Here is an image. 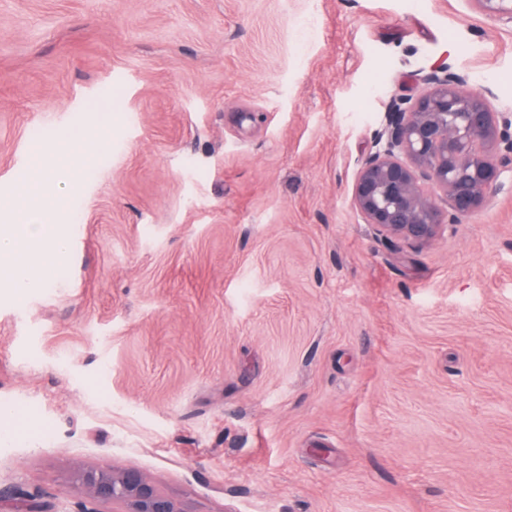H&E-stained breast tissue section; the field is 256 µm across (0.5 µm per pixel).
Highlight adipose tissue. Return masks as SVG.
Returning a JSON list of instances; mask_svg holds the SVG:
<instances>
[{"label":"adipose tissue","mask_w":512,"mask_h":512,"mask_svg":"<svg viewBox=\"0 0 512 512\" xmlns=\"http://www.w3.org/2000/svg\"><path fill=\"white\" fill-rule=\"evenodd\" d=\"M81 137L66 139L64 147L47 152L22 185L28 208L15 212V220L0 225V292L15 299L47 287L54 268L71 250L70 225L54 221L44 200L60 189V172L76 173L86 163Z\"/></svg>","instance_id":"ef3b65f1"}]
</instances>
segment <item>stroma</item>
<instances>
[{"mask_svg": "<svg viewBox=\"0 0 512 512\" xmlns=\"http://www.w3.org/2000/svg\"><path fill=\"white\" fill-rule=\"evenodd\" d=\"M447 65L512 110L474 0H0V216L85 130L49 287L0 297V487L140 469L186 512H512V174L429 244L352 200ZM0 441L12 440L20 435L34 436L37 431L28 426L16 410L0 412Z\"/></svg>", "mask_w": 512, "mask_h": 512, "instance_id": "stroma-1", "label": "stroma"}]
</instances>
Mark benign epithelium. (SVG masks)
I'll list each match as a JSON object with an SVG mask.
<instances>
[{
    "instance_id": "7a95c632",
    "label": "benign epithelium",
    "mask_w": 512,
    "mask_h": 512,
    "mask_svg": "<svg viewBox=\"0 0 512 512\" xmlns=\"http://www.w3.org/2000/svg\"><path fill=\"white\" fill-rule=\"evenodd\" d=\"M491 20L512 24V0H473ZM414 98H393L373 131L353 188L364 223L391 247L420 248L459 224L512 167V113L494 107L486 90L467 92L446 66L420 77ZM75 512L101 503L122 512H185L137 469L86 471Z\"/></svg>"
}]
</instances>
